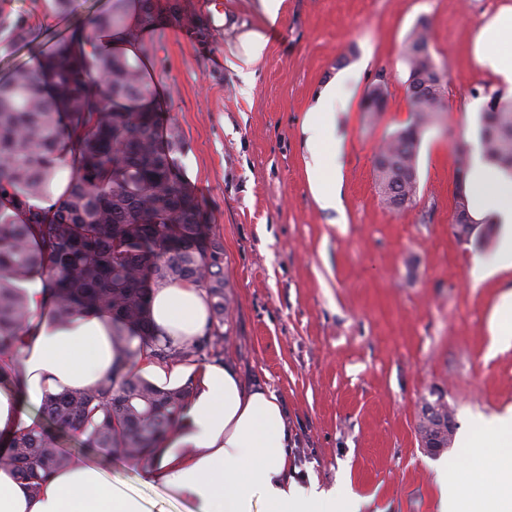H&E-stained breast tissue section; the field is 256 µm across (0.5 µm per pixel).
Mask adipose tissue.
<instances>
[{"instance_id":"1","label":"adipose tissue","mask_w":512,"mask_h":512,"mask_svg":"<svg viewBox=\"0 0 512 512\" xmlns=\"http://www.w3.org/2000/svg\"><path fill=\"white\" fill-rule=\"evenodd\" d=\"M283 0H259L263 29L239 35L240 48L230 67L243 85H250L254 67L269 39L267 28L280 21ZM143 0H128L121 27L93 30L100 53L140 60L151 72L143 48L150 34L142 18ZM474 58L482 67L512 83V7L489 17L473 39ZM345 77L330 80L315 96L304 123L311 153L308 165L314 195L321 208L337 204L341 174L336 150V114L343 108ZM465 188L474 218L495 217L503 226L494 262H477L476 278L512 266V181L493 168L474 162ZM33 316L31 330L19 348L26 376L23 392L0 385V447H8L18 430L30 422L29 407L41 404L46 393L89 387L101 381L118 361L112 324L106 316L87 314L68 325L55 324L44 306L43 282H27ZM150 319L159 335L180 346L202 336L210 322L205 291L193 284L157 289ZM135 371L161 387L192 383L193 393L175 433L143 471L145 483H159L186 503L185 512H361L364 499L350 481L330 489L315 480L300 481L291 455L292 434L284 401L263 384L245 385L231 364L179 362L161 364L142 356ZM470 452L455 466L464 472L473 492L448 482L447 466L435 470L439 512H512V416L482 421L479 432L466 441ZM497 479L489 494H481L487 464ZM0 512H149L138 498L118 491L89 459L76 460L55 474L38 494H31L14 471L0 465Z\"/></svg>"}]
</instances>
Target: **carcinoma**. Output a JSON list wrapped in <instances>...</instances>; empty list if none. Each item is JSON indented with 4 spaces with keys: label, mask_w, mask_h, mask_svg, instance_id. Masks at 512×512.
I'll return each mask as SVG.
<instances>
[{
    "label": "carcinoma",
    "mask_w": 512,
    "mask_h": 512,
    "mask_svg": "<svg viewBox=\"0 0 512 512\" xmlns=\"http://www.w3.org/2000/svg\"><path fill=\"white\" fill-rule=\"evenodd\" d=\"M125 2L108 0L89 22L70 25L40 54V69L18 67L0 80V379L24 384L18 353L31 311L23 284L35 275L48 288L54 322L110 315L126 368L94 386L45 397L43 418L12 440L6 464L33 494L88 448L148 462L175 430L192 387L163 389L133 374L142 354L200 363L220 362L224 352V246L201 223L178 161L182 132L159 112L126 108L152 93L137 62L84 50L90 28L122 22ZM30 31L28 16L0 5V35L22 43ZM403 61L411 120L388 136L374 161L380 196L397 210L416 200L422 138L447 111V81L433 59L428 19L407 35ZM387 96L381 79L368 89L363 111L378 116ZM484 96L482 159L512 177V95L486 90ZM68 162L69 185L53 202L52 180ZM469 168L467 150L456 149V224H490L470 214ZM179 283L203 288L213 317L206 333L183 347L161 341L149 315L151 292Z\"/></svg>",
    "instance_id": "1"
}]
</instances>
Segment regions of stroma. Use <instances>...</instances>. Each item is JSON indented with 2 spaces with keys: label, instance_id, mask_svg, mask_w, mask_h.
Masks as SVG:
<instances>
[{
  "label": "stroma",
  "instance_id": "35a3bbf8",
  "mask_svg": "<svg viewBox=\"0 0 512 512\" xmlns=\"http://www.w3.org/2000/svg\"><path fill=\"white\" fill-rule=\"evenodd\" d=\"M160 2L188 17L219 8L229 19L201 41L166 26L148 46L162 111L183 133L184 173L224 245V360L282 398L295 462L320 487L350 479L362 512H439L431 456L417 434L422 399L440 391L455 414L448 458L463 453L477 421L512 410V340L490 332L512 291V267L473 275L476 260L494 257L502 227L459 239L453 201L454 146L479 152L483 91L503 85L476 64L473 37L512 0H283L282 24L245 93L226 61L239 33L259 24L258 0ZM107 5L75 0L63 15L52 0H11L32 35L0 42V79ZM422 17L448 110L423 136L415 202L393 210L379 196L373 161L410 120L401 51ZM344 71L339 206L325 210L310 189L303 125L317 93ZM381 77L386 108L371 123L362 102ZM92 460L150 512H183L162 486L141 482L132 460L103 450Z\"/></svg>",
  "mask_w": 512,
  "mask_h": 512
}]
</instances>
